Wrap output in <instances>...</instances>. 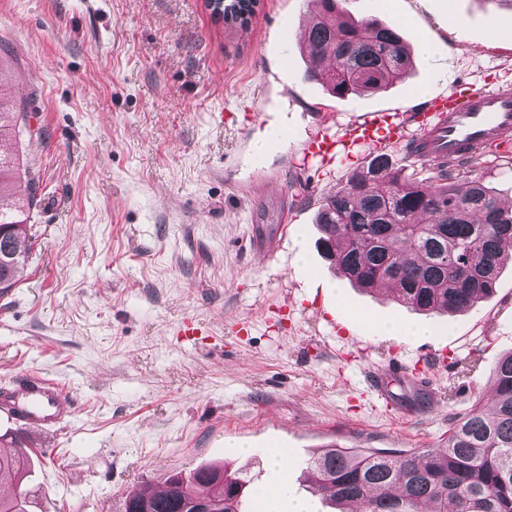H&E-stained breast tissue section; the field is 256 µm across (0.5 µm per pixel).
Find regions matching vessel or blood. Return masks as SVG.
<instances>
[{
    "instance_id": "vessel-or-blood-1",
    "label": "vessel or blood",
    "mask_w": 512,
    "mask_h": 512,
    "mask_svg": "<svg viewBox=\"0 0 512 512\" xmlns=\"http://www.w3.org/2000/svg\"><path fill=\"white\" fill-rule=\"evenodd\" d=\"M418 134L406 140L407 154L422 162L460 163L482 148L512 139V86L475 92L450 93L431 101L414 116ZM359 140L378 144L402 137V126L387 115L365 117L354 128ZM403 138V137H402ZM403 363L395 361L374 371L369 383L378 399L396 405L392 385L409 381ZM75 407L51 379L29 374L0 386V417L25 427L44 430L70 421Z\"/></svg>"
}]
</instances>
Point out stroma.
Here are the masks:
<instances>
[{
    "instance_id": "1",
    "label": "stroma",
    "mask_w": 512,
    "mask_h": 512,
    "mask_svg": "<svg viewBox=\"0 0 512 512\" xmlns=\"http://www.w3.org/2000/svg\"><path fill=\"white\" fill-rule=\"evenodd\" d=\"M310 0H259L248 24L205 0H0V77L29 114L40 181L24 277L0 297V384L55 380L76 413L29 430L28 512H124L128 492L224 465L258 487L271 448L305 480L321 448H437L512 352V266L453 316L356 288L322 257L324 201L368 149L326 162L371 112L420 111L473 84L512 83V8L497 0H340L395 25L405 81L342 98L303 78ZM279 143L255 157L253 144ZM512 202V147L449 168ZM292 225L256 253L259 211ZM431 336L389 335V324ZM193 336H184L185 328ZM402 359L429 395L383 414L370 370Z\"/></svg>"
}]
</instances>
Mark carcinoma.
<instances>
[{"label": "carcinoma", "instance_id": "carcinoma-1", "mask_svg": "<svg viewBox=\"0 0 512 512\" xmlns=\"http://www.w3.org/2000/svg\"><path fill=\"white\" fill-rule=\"evenodd\" d=\"M304 31L307 81L326 84L340 98L358 90L378 91L404 79L410 49L393 25L338 18V0H314ZM30 133L28 113L0 84V296L17 286L28 260L30 224L39 183L26 171L22 137ZM439 183L406 178L388 155L372 158L322 204L319 247L352 283L376 290L397 285L398 302L415 311L453 315L496 287L512 262V208L501 205L481 181L458 187L439 166ZM489 410L475 408L448 429L435 449L342 448L326 446L310 459L315 491L362 512H512V352L495 364ZM15 434L0 435V512H28L22 489L30 461L8 449ZM247 480L218 467L200 468L169 479L166 494L129 493L124 512H191L202 497L240 512Z\"/></svg>", "mask_w": 512, "mask_h": 512}]
</instances>
